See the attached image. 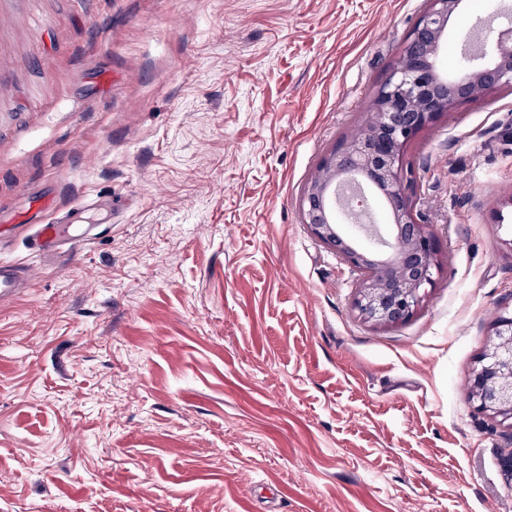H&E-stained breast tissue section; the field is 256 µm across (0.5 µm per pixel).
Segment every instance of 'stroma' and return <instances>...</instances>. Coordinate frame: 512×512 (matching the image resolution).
<instances>
[{
  "instance_id": "1",
  "label": "stroma",
  "mask_w": 512,
  "mask_h": 512,
  "mask_svg": "<svg viewBox=\"0 0 512 512\" xmlns=\"http://www.w3.org/2000/svg\"><path fill=\"white\" fill-rule=\"evenodd\" d=\"M466 0L442 42L488 20ZM427 0H0V512H512L468 399L512 302V89L412 144L442 265L383 328L302 220ZM89 232L86 230L81 234H66L60 224H41L33 246L38 250H44L51 246L62 244L70 252H76L87 240ZM20 271L11 265H0V304L11 301L20 290L22 284Z\"/></svg>"
}]
</instances>
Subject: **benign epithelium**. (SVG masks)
<instances>
[{"mask_svg": "<svg viewBox=\"0 0 512 512\" xmlns=\"http://www.w3.org/2000/svg\"><path fill=\"white\" fill-rule=\"evenodd\" d=\"M396 67L378 88L365 125L311 174L303 223L362 274L356 307L368 321L390 327L408 319L441 267L440 250L414 215L403 158L424 129L461 103L496 88H512V6L503 8L487 37L465 55L462 72L445 77L439 48L465 0H428ZM366 184L378 192L392 241L373 252L347 235L336 213L339 191ZM477 409L512 428V312L500 315L494 338L477 359L470 387Z\"/></svg>", "mask_w": 512, "mask_h": 512, "instance_id": "7a95c632", "label": "benign epithelium"}]
</instances>
